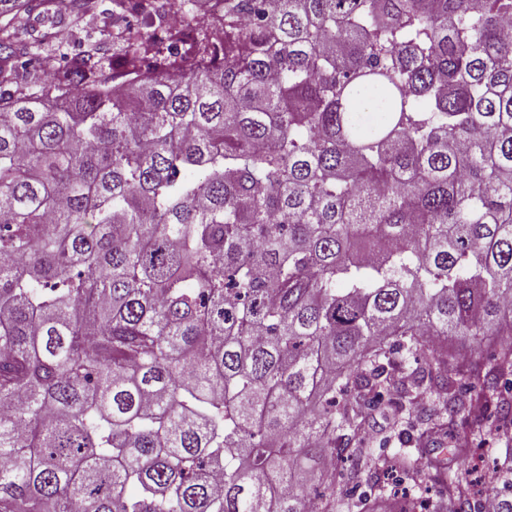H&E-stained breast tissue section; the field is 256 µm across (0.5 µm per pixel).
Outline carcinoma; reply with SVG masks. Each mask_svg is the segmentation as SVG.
<instances>
[{
  "mask_svg": "<svg viewBox=\"0 0 512 512\" xmlns=\"http://www.w3.org/2000/svg\"><path fill=\"white\" fill-rule=\"evenodd\" d=\"M204 1L40 82L0 25V512H409L381 474L469 404L512 512V0Z\"/></svg>",
  "mask_w": 512,
  "mask_h": 512,
  "instance_id": "1",
  "label": "carcinoma"
}]
</instances>
